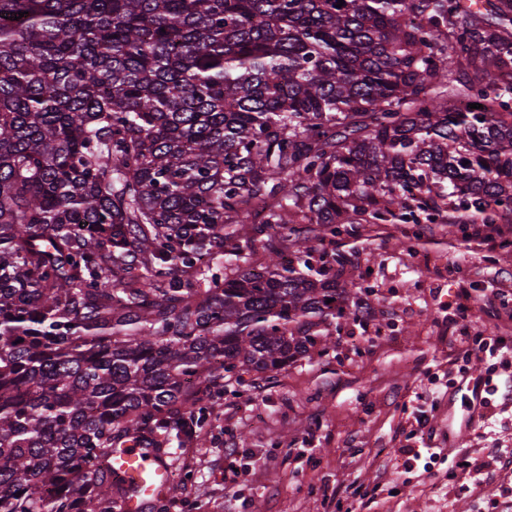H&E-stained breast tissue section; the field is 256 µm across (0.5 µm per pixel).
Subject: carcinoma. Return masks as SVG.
<instances>
[{"label": "carcinoma", "mask_w": 512, "mask_h": 512, "mask_svg": "<svg viewBox=\"0 0 512 512\" xmlns=\"http://www.w3.org/2000/svg\"><path fill=\"white\" fill-rule=\"evenodd\" d=\"M337 3L0 0V512H119L113 450L327 354L325 238L512 224V0Z\"/></svg>", "instance_id": "carcinoma-1"}]
</instances>
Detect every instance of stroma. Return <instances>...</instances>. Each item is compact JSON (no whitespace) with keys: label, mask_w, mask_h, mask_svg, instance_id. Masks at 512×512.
<instances>
[{"label":"stroma","mask_w":512,"mask_h":512,"mask_svg":"<svg viewBox=\"0 0 512 512\" xmlns=\"http://www.w3.org/2000/svg\"><path fill=\"white\" fill-rule=\"evenodd\" d=\"M334 252L361 270L371 305L344 323L329 354L227 381L201 442L171 446L179 494L168 512H512V353L471 361L498 391L475 424L448 391L459 380V335L511 336L512 288L458 319L455 294L481 297L512 277V255L460 225L359 224ZM426 424L418 426V410ZM439 449L431 463L414 459ZM487 482L458 478L461 462Z\"/></svg>","instance_id":"35a3bbf8"}]
</instances>
